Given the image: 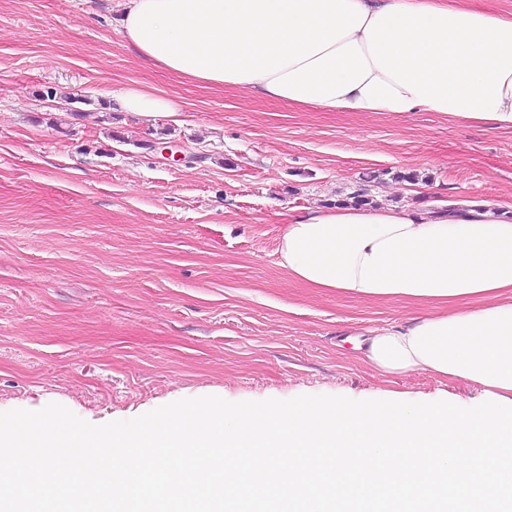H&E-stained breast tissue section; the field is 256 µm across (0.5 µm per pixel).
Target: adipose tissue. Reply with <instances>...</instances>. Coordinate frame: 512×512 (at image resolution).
I'll list each match as a JSON object with an SVG mask.
<instances>
[{"label": "adipose tissue", "mask_w": 512, "mask_h": 512, "mask_svg": "<svg viewBox=\"0 0 512 512\" xmlns=\"http://www.w3.org/2000/svg\"><path fill=\"white\" fill-rule=\"evenodd\" d=\"M116 19L147 63L202 85L327 112H436L512 129V15L472 0H121ZM118 106L178 117L124 89ZM281 266L366 300L455 305L370 330L385 372L480 384L481 405L399 402L365 419L348 403L162 416L126 435L76 436L94 466L41 462L31 512H512V218L329 207L290 217ZM75 473L82 489L60 480Z\"/></svg>", "instance_id": "obj_1"}]
</instances>
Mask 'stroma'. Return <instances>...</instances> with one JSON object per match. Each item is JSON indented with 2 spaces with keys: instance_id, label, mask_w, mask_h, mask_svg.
Instances as JSON below:
<instances>
[{
  "instance_id": "1",
  "label": "stroma",
  "mask_w": 512,
  "mask_h": 512,
  "mask_svg": "<svg viewBox=\"0 0 512 512\" xmlns=\"http://www.w3.org/2000/svg\"><path fill=\"white\" fill-rule=\"evenodd\" d=\"M117 4L0 0V422L120 434L208 403L480 402L476 384L376 370L352 337L415 304L307 287L278 244L358 188L412 204L408 172L443 201L512 205V129L183 80L132 52ZM130 87L175 99L181 122L119 110Z\"/></svg>"
}]
</instances>
